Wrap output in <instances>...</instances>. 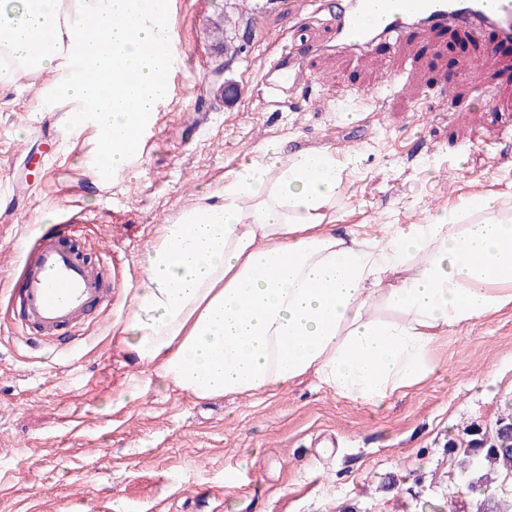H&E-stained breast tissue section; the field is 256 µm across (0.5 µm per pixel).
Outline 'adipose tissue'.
<instances>
[{
  "label": "adipose tissue",
  "instance_id": "obj_1",
  "mask_svg": "<svg viewBox=\"0 0 512 512\" xmlns=\"http://www.w3.org/2000/svg\"><path fill=\"white\" fill-rule=\"evenodd\" d=\"M156 12L157 0H0V86L56 73L60 99L96 130L98 170H123L129 129L165 95ZM356 168L353 154L277 146L226 174L218 200L162 225L123 344L197 399L310 376L378 405L427 378L439 337L512 306V211L487 193L467 202L468 224L443 211L342 236L336 199Z\"/></svg>",
  "mask_w": 512,
  "mask_h": 512
}]
</instances>
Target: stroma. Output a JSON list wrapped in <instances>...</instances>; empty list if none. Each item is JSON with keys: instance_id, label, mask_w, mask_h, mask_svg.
<instances>
[{"instance_id": "obj_1", "label": "stroma", "mask_w": 512, "mask_h": 512, "mask_svg": "<svg viewBox=\"0 0 512 512\" xmlns=\"http://www.w3.org/2000/svg\"><path fill=\"white\" fill-rule=\"evenodd\" d=\"M167 23L180 66L148 152L107 183L91 174L94 129L73 130L50 95L54 74L0 87V512H200L206 500L222 512H476L483 493L456 466L469 428L512 412V309L440 337L428 378L378 406L312 379L202 401L145 385L119 329L162 224L263 147L358 153L336 204L343 233L373 238L481 192L512 205V46L453 25L379 46L373 60L309 55L311 82L267 108L260 73L277 40H327L326 22L291 0H168ZM230 51L237 60L214 80ZM391 54L397 83L374 97ZM63 223L113 288L71 349L23 338L8 293L25 239Z\"/></svg>"}]
</instances>
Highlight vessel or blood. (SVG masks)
<instances>
[{
    "instance_id": "b4317fda",
    "label": "vessel or blood",
    "mask_w": 512,
    "mask_h": 512,
    "mask_svg": "<svg viewBox=\"0 0 512 512\" xmlns=\"http://www.w3.org/2000/svg\"><path fill=\"white\" fill-rule=\"evenodd\" d=\"M460 23L493 30L501 41L512 43V0H346L332 18L336 48L367 57L380 44ZM307 81L294 54L281 52L264 69L260 96L265 105L276 106ZM66 234V225L57 224L30 241L23 278L10 291L19 298L27 323L49 343L57 342L60 331L80 327L92 306H112L111 289L64 246Z\"/></svg>"
}]
</instances>
